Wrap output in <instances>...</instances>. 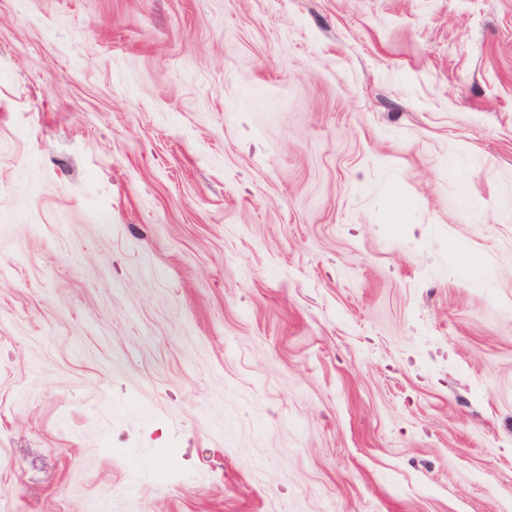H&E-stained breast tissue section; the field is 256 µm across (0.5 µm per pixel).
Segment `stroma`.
Listing matches in <instances>:
<instances>
[{
	"mask_svg": "<svg viewBox=\"0 0 512 512\" xmlns=\"http://www.w3.org/2000/svg\"><path fill=\"white\" fill-rule=\"evenodd\" d=\"M0 512H512V0H0Z\"/></svg>",
	"mask_w": 512,
	"mask_h": 512,
	"instance_id": "stroma-1",
	"label": "stroma"
}]
</instances>
